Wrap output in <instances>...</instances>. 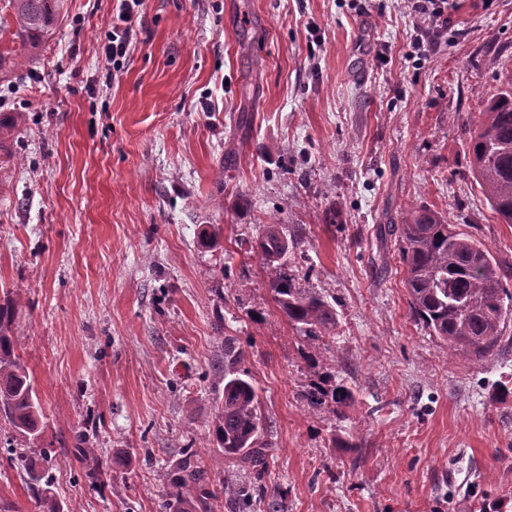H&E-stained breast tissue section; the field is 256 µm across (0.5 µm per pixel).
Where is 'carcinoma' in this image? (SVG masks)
Instances as JSON below:
<instances>
[{
	"instance_id": "1",
	"label": "carcinoma",
	"mask_w": 512,
	"mask_h": 512,
	"mask_svg": "<svg viewBox=\"0 0 512 512\" xmlns=\"http://www.w3.org/2000/svg\"><path fill=\"white\" fill-rule=\"evenodd\" d=\"M13 11L14 38L20 45L36 47L53 30L61 0H7ZM472 174L501 224H512V84L508 85L479 113L471 136ZM398 234L406 267L405 285L413 313L436 336L448 343L453 355L480 359L493 352L502 335L501 325L512 318V292L503 286L490 248L475 236L450 224L425 207L407 212L403 223L390 225ZM290 242L279 224H266L252 250L265 264H279ZM274 300L283 316L307 337L334 334L336 310L319 293L296 288L293 278L281 276L272 286ZM21 295L0 303V419L11 432L28 440L38 439L44 429L43 411L26 366L16 355L11 326ZM241 353L235 339L224 337V381L221 406L215 421L216 453L211 468L224 458L241 461L248 480L236 491L238 500L252 496L254 484L268 467L270 449L261 442L263 419L258 396L249 373L239 368ZM312 409L327 402L350 406L352 392L343 385L328 392L316 388L306 394ZM9 466L28 475L38 512H74L65 509L52 492L53 450L39 449L34 456L28 448H6ZM74 458L95 483L103 482V459L87 436H75ZM160 512H188L197 504L213 512L219 502L211 489L208 467L198 454L185 451L173 470L163 475Z\"/></svg>"
}]
</instances>
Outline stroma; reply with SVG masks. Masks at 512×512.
<instances>
[{
    "label": "stroma",
    "mask_w": 512,
    "mask_h": 512,
    "mask_svg": "<svg viewBox=\"0 0 512 512\" xmlns=\"http://www.w3.org/2000/svg\"><path fill=\"white\" fill-rule=\"evenodd\" d=\"M113 7L64 0L25 64L0 68V298L21 293L11 334L58 499L158 512L185 449L214 453L232 336L267 425L261 485L287 512H512V320L492 354L450 358L387 230L430 208L512 289V225L472 176L469 133L512 83V0H448L433 48L404 0H144L110 76ZM266 224L293 241L282 266L251 252ZM283 272L335 308L334 338L288 324ZM339 384L354 406L309 408ZM80 432L103 486L73 458Z\"/></svg>",
    "instance_id": "obj_1"
}]
</instances>
